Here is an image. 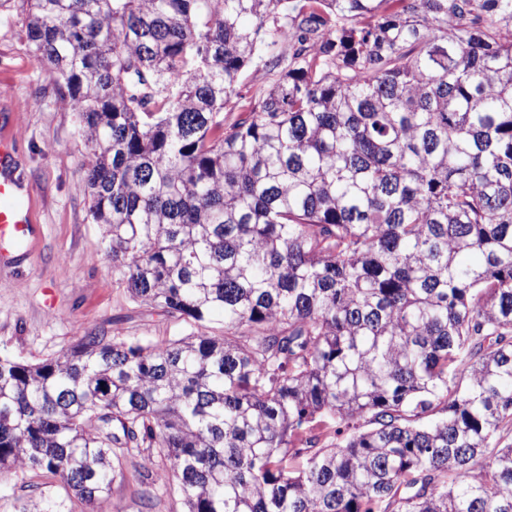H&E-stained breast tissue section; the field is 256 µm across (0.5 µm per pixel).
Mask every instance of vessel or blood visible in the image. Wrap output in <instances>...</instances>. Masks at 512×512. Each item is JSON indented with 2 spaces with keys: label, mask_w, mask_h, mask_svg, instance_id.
<instances>
[{
  "label": "vessel or blood",
  "mask_w": 512,
  "mask_h": 512,
  "mask_svg": "<svg viewBox=\"0 0 512 512\" xmlns=\"http://www.w3.org/2000/svg\"><path fill=\"white\" fill-rule=\"evenodd\" d=\"M13 136L0 134V244H20L32 234V210L25 205L23 180L14 169Z\"/></svg>",
  "instance_id": "1"
}]
</instances>
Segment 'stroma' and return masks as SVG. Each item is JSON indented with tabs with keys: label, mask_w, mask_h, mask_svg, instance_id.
Wrapping results in <instances>:
<instances>
[{
	"label": "stroma",
	"mask_w": 512,
	"mask_h": 512,
	"mask_svg": "<svg viewBox=\"0 0 512 512\" xmlns=\"http://www.w3.org/2000/svg\"><path fill=\"white\" fill-rule=\"evenodd\" d=\"M26 17L0 13V83L13 87L11 107L17 169L29 188L33 234L15 258L0 257V355L21 362L57 356L93 329L149 340L195 334L196 325L133 301L112 272L101 225L90 215L83 191L93 163L79 119L58 93L52 73L28 52ZM273 77L262 62L245 68L240 94L224 108L225 123L247 111ZM162 470L144 453L119 460L108 498L89 506L69 495L57 477L38 470L0 471V512H25L40 497L61 512H185L176 481L157 486L153 508L140 498L139 474Z\"/></svg>",
	"instance_id": "1"
}]
</instances>
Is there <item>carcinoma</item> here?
<instances>
[{"instance_id": "1", "label": "carcinoma", "mask_w": 512, "mask_h": 512, "mask_svg": "<svg viewBox=\"0 0 512 512\" xmlns=\"http://www.w3.org/2000/svg\"><path fill=\"white\" fill-rule=\"evenodd\" d=\"M10 8L95 157L112 272L224 335L0 356V470L93 505L135 450L186 512H512V0ZM273 76L268 73L259 60L245 68L239 80L240 96L233 97L224 108V125L230 124L244 115L247 111L251 98L255 94L268 89Z\"/></svg>"}]
</instances>
